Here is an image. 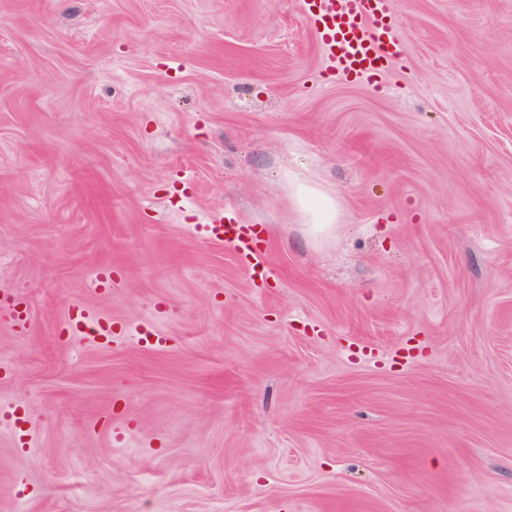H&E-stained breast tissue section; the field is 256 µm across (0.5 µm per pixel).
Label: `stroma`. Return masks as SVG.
Masks as SVG:
<instances>
[{
	"instance_id": "stroma-1",
	"label": "stroma",
	"mask_w": 512,
	"mask_h": 512,
	"mask_svg": "<svg viewBox=\"0 0 512 512\" xmlns=\"http://www.w3.org/2000/svg\"><path fill=\"white\" fill-rule=\"evenodd\" d=\"M390 6L0 0V512H512V0ZM304 4L336 79L382 76L403 55L390 0H304ZM292 198L307 219L308 234L316 241L329 238L334 229L341 204L336 196L324 189L294 181L289 183ZM226 221L227 224H208L206 226L208 237L213 242L231 244L242 255L244 268L251 273L253 279L254 275L259 274L257 267L261 265L262 242L249 226L235 224L231 219H226ZM90 326V334L94 336L93 341L102 336L112 335V325L103 318H94L80 310L76 315L69 314L67 318V327L70 331L85 336V330Z\"/></svg>"
}]
</instances>
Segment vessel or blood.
<instances>
[{
  "instance_id": "b4317fda",
  "label": "vessel or blood",
  "mask_w": 512,
  "mask_h": 512,
  "mask_svg": "<svg viewBox=\"0 0 512 512\" xmlns=\"http://www.w3.org/2000/svg\"><path fill=\"white\" fill-rule=\"evenodd\" d=\"M306 15L324 48L334 76L376 78L402 56L404 46L394 26L390 0H304ZM208 237L231 244L242 255L246 271L256 273L263 248L260 239L244 224H211ZM67 327L94 337L112 333L105 319L77 312L67 318Z\"/></svg>"
}]
</instances>
